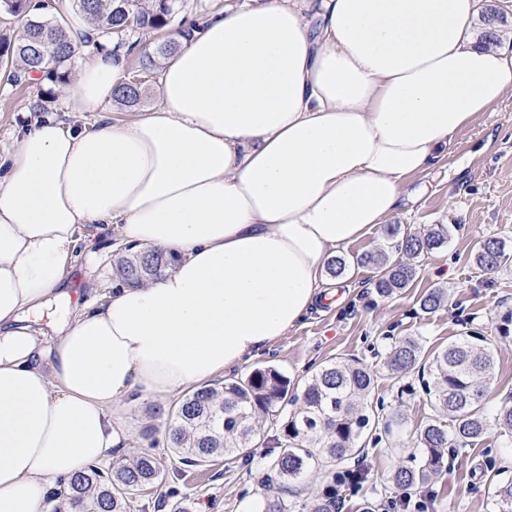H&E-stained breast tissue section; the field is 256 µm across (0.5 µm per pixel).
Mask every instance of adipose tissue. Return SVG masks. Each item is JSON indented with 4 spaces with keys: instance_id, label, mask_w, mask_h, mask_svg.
Instances as JSON below:
<instances>
[{
    "instance_id": "ef3b65f1",
    "label": "adipose tissue",
    "mask_w": 512,
    "mask_h": 512,
    "mask_svg": "<svg viewBox=\"0 0 512 512\" xmlns=\"http://www.w3.org/2000/svg\"><path fill=\"white\" fill-rule=\"evenodd\" d=\"M482 4L236 0L175 33L160 103L132 120L104 112L125 48L60 85L94 122L35 119L0 157V512H43L47 487L121 445L115 409L239 366L334 294L328 259L512 91ZM86 224L175 261L45 338Z\"/></svg>"
}]
</instances>
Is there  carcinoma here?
I'll return each mask as SVG.
<instances>
[{"label": "carcinoma", "instance_id": "cac0c4a2", "mask_svg": "<svg viewBox=\"0 0 512 512\" xmlns=\"http://www.w3.org/2000/svg\"><path fill=\"white\" fill-rule=\"evenodd\" d=\"M72 9L90 18L98 35L159 31L167 28L179 10V0H71ZM0 11L22 15L26 22L21 35L0 32V68L8 82L39 73L54 83L69 80V68L77 46L58 19L38 12L31 0H0ZM504 17L493 4L481 16L480 39L494 47L502 44L507 31ZM177 48L166 41L142 58L146 71L158 64L156 56H167ZM142 83L122 82L115 98L134 104ZM383 237L389 248L402 254L394 260L384 249L362 255L357 262L377 270L376 295L389 298L414 281L421 255L448 243L449 227L431 224L422 233L403 234L401 225L385 224ZM485 271H495L512 262V254L498 238L483 240L475 254ZM173 258L160 250L128 246L117 265L122 281L140 286L172 266ZM445 301L434 290L420 300V310L431 314ZM385 365L395 375L415 370L419 386L404 387L409 394L422 392L431 414L423 427L398 449L400 462L390 482L410 491L431 484L433 476L447 465L448 449L465 448L480 441L489 427L485 405L495 371L494 346L479 332L459 336L441 350H428L420 337L395 339L387 351ZM375 372L353 358L334 357L323 362L296 385L284 372L269 365L244 376L203 385L185 394L173 410L167 443L180 463L200 467L215 456L248 459L249 449L265 441V425L275 427L273 442L278 448L269 467L283 489L312 469H326L330 484L314 499L301 505L288 500H258L250 512H339L338 487L358 489L365 473L346 466L354 446L363 437L375 444L381 433L400 430L406 423L401 409L379 415L375 399ZM501 434L512 441V405L504 404L497 415ZM163 468L151 449L115 461L102 469L84 468L46 498L47 512H131L134 496L155 484ZM491 498L497 512H512V478L493 479Z\"/></svg>", "mask_w": 512, "mask_h": 512}]
</instances>
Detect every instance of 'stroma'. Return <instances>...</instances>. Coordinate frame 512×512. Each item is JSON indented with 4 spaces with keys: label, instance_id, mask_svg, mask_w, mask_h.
<instances>
[{
    "label": "stroma",
    "instance_id": "stroma-1",
    "mask_svg": "<svg viewBox=\"0 0 512 512\" xmlns=\"http://www.w3.org/2000/svg\"><path fill=\"white\" fill-rule=\"evenodd\" d=\"M33 114L65 117L66 104L56 84L41 76L15 86L0 83V151L9 148L11 133ZM404 192L409 201L392 218L402 231L416 233L430 224L451 229L447 246L420 258L417 277L408 288L392 298H379L372 287L374 269L357 264L358 256L385 243L381 230L373 229L341 252L348 261L342 296L330 306L316 304L286 336L234 373L241 376L273 365L303 381L329 358H355L377 371V396L386 404H401L408 416L407 429L413 432L429 409L422 396H399L400 382L383 365L391 338L419 336L434 349L467 331L485 334L496 356L487 403L492 425L476 445L449 449L448 464L435 480L442 497L427 512H491L488 488L476 467L486 464L512 471V444L494 424L500 406L512 399V337H499L496 330L502 316L512 312V265L490 274L477 265L474 253L478 241L490 237L503 239L512 248V92L461 130L437 167L409 178ZM112 237L100 225L84 226L83 238L92 243L96 256L80 257L65 281L64 290L73 303L98 301L111 292L117 279L115 264L123 255L113 249ZM434 288L446 289L448 301L435 313L423 314L420 299ZM173 406L170 400H136L119 412L130 436L124 447L113 449V458L150 446L164 467L162 479L142 494L144 512H169L171 503L182 498L192 501L194 512H248L254 500L284 493L277 481L267 478L275 453L269 443L254 449L245 461L221 456L203 467L182 465L165 441ZM396 460L389 442L357 444L351 463L368 479L350 493L343 512H362L368 498L374 499L378 512H394L393 503L402 498L389 481ZM325 482L324 471L314 469L284 494L302 502L314 497Z\"/></svg>",
    "mask_w": 512,
    "mask_h": 512
}]
</instances>
